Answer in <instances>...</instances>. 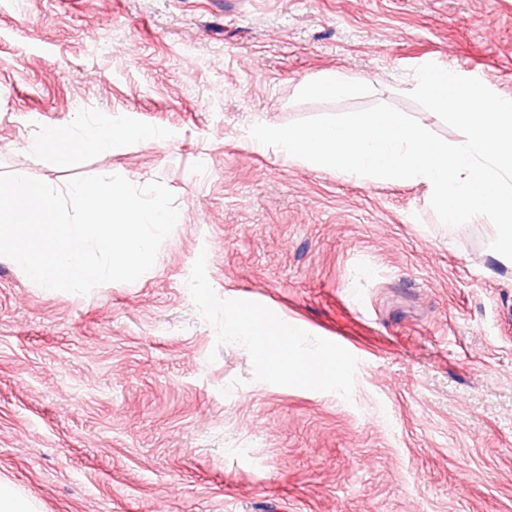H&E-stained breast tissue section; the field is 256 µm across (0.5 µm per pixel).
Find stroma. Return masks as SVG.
Masks as SVG:
<instances>
[{"label": "stroma", "instance_id": "obj_1", "mask_svg": "<svg viewBox=\"0 0 512 512\" xmlns=\"http://www.w3.org/2000/svg\"><path fill=\"white\" fill-rule=\"evenodd\" d=\"M445 64L512 99V0H0V172L161 181L153 271L89 294L0 260V481L37 512H512V264L425 186L256 149L248 129L411 100ZM355 94L298 95L326 70ZM166 134L66 166L74 113ZM249 304L344 361L273 370L224 332Z\"/></svg>", "mask_w": 512, "mask_h": 512}]
</instances>
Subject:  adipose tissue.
Wrapping results in <instances>:
<instances>
[{
	"label": "adipose tissue",
	"mask_w": 512,
	"mask_h": 512,
	"mask_svg": "<svg viewBox=\"0 0 512 512\" xmlns=\"http://www.w3.org/2000/svg\"><path fill=\"white\" fill-rule=\"evenodd\" d=\"M139 138L146 143L159 141L155 131L143 129L118 121L110 125L87 122L83 113H75L72 121L65 125L41 128L25 145L28 154L48 156L58 164H67L70 159L83 151L115 153L125 148L131 138ZM263 355L274 369L286 370L292 379L304 382H339L341 365L329 358L321 350H308L302 353L288 349L285 351L264 345Z\"/></svg>",
	"instance_id": "adipose-tissue-1"
}]
</instances>
